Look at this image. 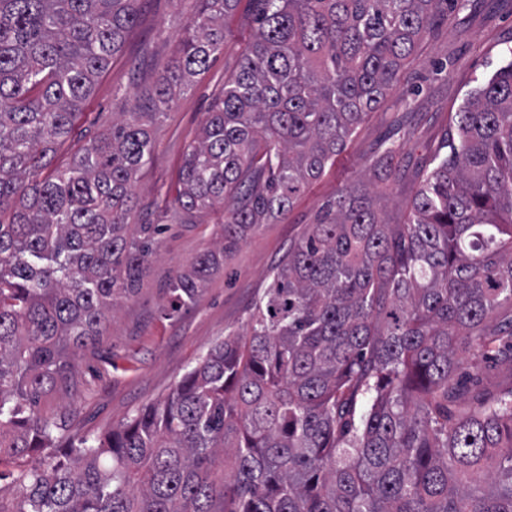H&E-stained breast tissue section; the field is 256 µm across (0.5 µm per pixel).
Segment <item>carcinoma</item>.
<instances>
[{
    "label": "carcinoma",
    "mask_w": 512,
    "mask_h": 512,
    "mask_svg": "<svg viewBox=\"0 0 512 512\" xmlns=\"http://www.w3.org/2000/svg\"><path fill=\"white\" fill-rule=\"evenodd\" d=\"M140 112L64 164L138 0H0V512H512V46L455 113L404 224L362 182L273 271L248 332L96 440L36 407L134 292L157 224L129 223L148 122L224 48L238 0H198ZM255 29L165 204L223 210L224 240L172 286L192 304L258 224L336 164L442 5L254 0ZM231 463L217 477L218 457ZM32 459L36 465H28ZM483 388L499 392L512 387V367L507 363H488L483 375Z\"/></svg>",
    "instance_id": "cac0c4a2"
}]
</instances>
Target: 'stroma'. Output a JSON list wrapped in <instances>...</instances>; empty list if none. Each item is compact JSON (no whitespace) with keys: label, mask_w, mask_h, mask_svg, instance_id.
<instances>
[{"label":"stroma","mask_w":512,"mask_h":512,"mask_svg":"<svg viewBox=\"0 0 512 512\" xmlns=\"http://www.w3.org/2000/svg\"><path fill=\"white\" fill-rule=\"evenodd\" d=\"M196 7L195 0H140L137 25L83 109L78 128L84 139L106 132L118 113L133 110L137 92L170 65ZM253 12L252 0H240L226 20L223 50L150 127L153 155L138 175L130 221L162 225L157 253L137 290L117 306L111 326L80 352L68 377L36 408L40 417L63 423L70 432L91 438L106 433L137 409L163 399L216 341L244 334L253 302L268 288L292 243L316 222L328 199L367 179L389 146L397 150L396 170L378 189L390 223H403L412 189L430 169L460 105L500 66L501 53L512 41V0H468L464 8L443 12L335 166L304 190L285 218L257 225L195 302L176 310L173 282L220 240L222 227L210 218L183 223L163 200L211 104L240 69L254 32Z\"/></svg>","instance_id":"1"}]
</instances>
